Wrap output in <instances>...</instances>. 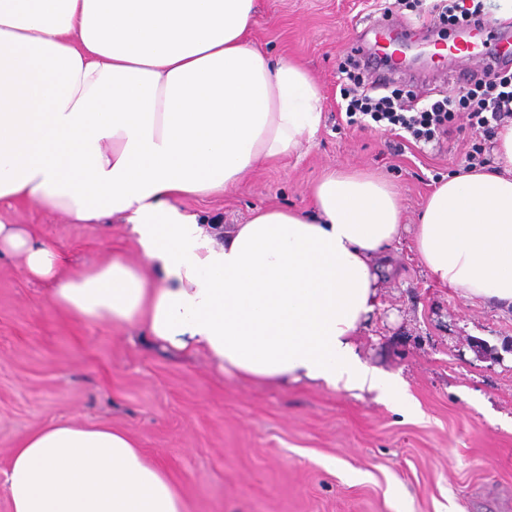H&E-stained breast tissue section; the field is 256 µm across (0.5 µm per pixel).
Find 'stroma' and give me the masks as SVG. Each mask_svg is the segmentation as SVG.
<instances>
[{
    "label": "stroma",
    "instance_id": "stroma-1",
    "mask_svg": "<svg viewBox=\"0 0 512 512\" xmlns=\"http://www.w3.org/2000/svg\"><path fill=\"white\" fill-rule=\"evenodd\" d=\"M391 2L257 0L254 45L306 66L324 96L323 122L309 145L245 174L232 192L183 207L210 224H242L265 207L312 209L325 173L364 170L386 179L405 223H417L434 187L464 168L471 132L422 151L348 125L341 69L376 52L382 36L407 33V64L391 82L423 101L462 86L492 54L512 53V34L496 23L500 0H481L489 23L465 61L441 53L458 31L434 19V0L384 17ZM0 219L34 225L71 270L139 259L124 224H72L30 202L1 208ZM386 257L393 271L355 344L363 362L404 379L409 413L372 392L224 373L204 352L166 349L142 329L79 321L52 306L49 285L1 257L0 512H11L13 449L64 420L129 433L187 512H512V311L437 286L410 235Z\"/></svg>",
    "mask_w": 512,
    "mask_h": 512
}]
</instances>
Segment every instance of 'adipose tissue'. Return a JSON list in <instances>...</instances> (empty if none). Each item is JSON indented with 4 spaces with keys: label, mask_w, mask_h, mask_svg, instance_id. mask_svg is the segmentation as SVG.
Listing matches in <instances>:
<instances>
[{
    "label": "adipose tissue",
    "mask_w": 512,
    "mask_h": 512,
    "mask_svg": "<svg viewBox=\"0 0 512 512\" xmlns=\"http://www.w3.org/2000/svg\"><path fill=\"white\" fill-rule=\"evenodd\" d=\"M256 0H0V205L30 201L75 224L122 217L141 256L63 272L30 225L0 221V256L83 321L142 327L223 372L374 391L404 410L397 376L354 338L377 302L402 210L381 178L331 171L315 215L268 208L209 224L185 198L311 142L322 94L300 63L251 39ZM492 165L428 197L414 251L464 299L512 307V121ZM12 512H184L125 431L56 422L14 449Z\"/></svg>",
    "instance_id": "ef3b65f1"
}]
</instances>
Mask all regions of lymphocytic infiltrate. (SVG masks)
Instances as JSON below:
<instances>
[{
	"mask_svg": "<svg viewBox=\"0 0 512 512\" xmlns=\"http://www.w3.org/2000/svg\"><path fill=\"white\" fill-rule=\"evenodd\" d=\"M350 86L346 116L356 124L364 116L377 123L397 127L414 143L440 142L455 130L458 113H465V125L475 136H491L504 123L512 121V73L482 69L473 88L462 89L421 106L402 101L400 91L382 93L378 84L364 83L360 75L348 73Z\"/></svg>",
	"mask_w": 512,
	"mask_h": 512,
	"instance_id": "f902f5d3",
	"label": "lymphocytic infiltrate"
}]
</instances>
